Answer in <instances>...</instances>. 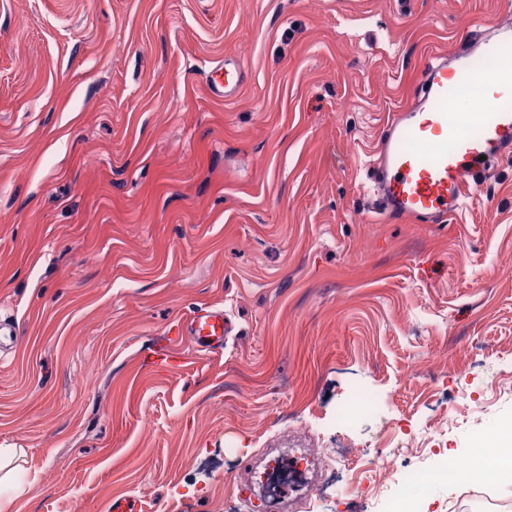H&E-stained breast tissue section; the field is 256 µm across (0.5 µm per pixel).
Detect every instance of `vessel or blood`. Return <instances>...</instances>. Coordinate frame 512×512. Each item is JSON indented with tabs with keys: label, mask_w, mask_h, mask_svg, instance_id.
<instances>
[{
	"label": "vessel or blood",
	"mask_w": 512,
	"mask_h": 512,
	"mask_svg": "<svg viewBox=\"0 0 512 512\" xmlns=\"http://www.w3.org/2000/svg\"><path fill=\"white\" fill-rule=\"evenodd\" d=\"M496 32L497 40L482 49L494 63L483 111L455 109L461 88L482 81L472 67L475 51L465 44L453 62L426 66L412 104L390 114L371 161L382 220L434 222L457 214L487 169L512 154V105L500 95L512 88V23L499 24ZM232 332L223 309L215 307L199 308L177 329L202 352L223 348Z\"/></svg>",
	"instance_id": "obj_1"
}]
</instances>
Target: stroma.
<instances>
[{"label": "stroma", "mask_w": 512, "mask_h": 512, "mask_svg": "<svg viewBox=\"0 0 512 512\" xmlns=\"http://www.w3.org/2000/svg\"><path fill=\"white\" fill-rule=\"evenodd\" d=\"M512 0H0V448L10 512H382L332 461L281 508L262 449L428 461L512 419V159L439 224L377 220L370 155L424 65ZM238 63L224 98L209 74ZM216 305L223 350L177 335ZM505 376L490 390L488 376ZM383 396L351 428L338 405ZM425 512H512L435 488Z\"/></svg>", "instance_id": "1"}]
</instances>
